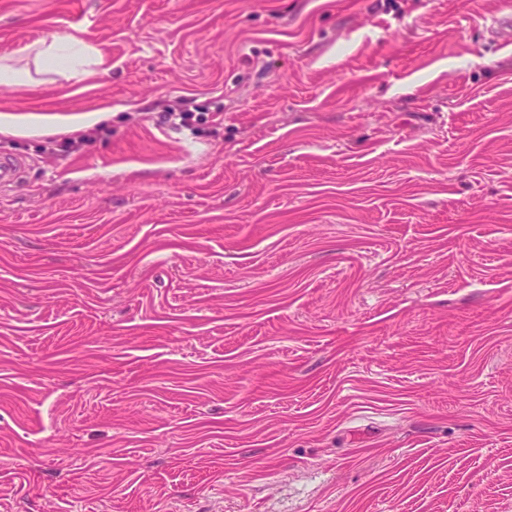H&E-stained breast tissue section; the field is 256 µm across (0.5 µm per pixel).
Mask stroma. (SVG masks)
<instances>
[{
  "label": "stroma",
  "instance_id": "stroma-1",
  "mask_svg": "<svg viewBox=\"0 0 512 512\" xmlns=\"http://www.w3.org/2000/svg\"><path fill=\"white\" fill-rule=\"evenodd\" d=\"M509 33L512 0H0V116L49 119L0 132V512H512ZM61 35L101 60L37 68Z\"/></svg>",
  "mask_w": 512,
  "mask_h": 512
}]
</instances>
